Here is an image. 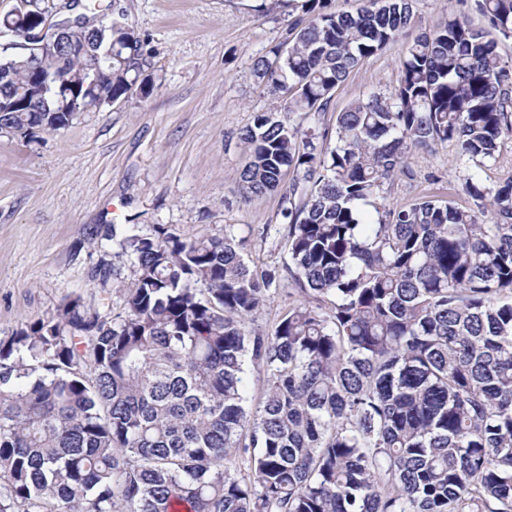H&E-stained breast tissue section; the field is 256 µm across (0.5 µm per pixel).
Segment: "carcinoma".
I'll return each mask as SVG.
<instances>
[{"instance_id":"1","label":"carcinoma","mask_w":512,"mask_h":512,"mask_svg":"<svg viewBox=\"0 0 512 512\" xmlns=\"http://www.w3.org/2000/svg\"><path fill=\"white\" fill-rule=\"evenodd\" d=\"M359 2L258 6L290 17L253 66L276 104L240 134L242 198L284 190L288 302L272 330L247 323L282 278L251 269L234 226L112 230L135 267L121 312L78 295L0 338V512H512V176L467 177L466 207L384 195L415 149L496 160L512 61L451 15L405 45L397 85L338 113L328 146L303 121L399 40L416 0ZM474 7L512 39V0ZM54 8L0 17L3 136L34 141L138 80L150 91L112 0H90L95 28L63 21L96 53L62 66L23 39Z\"/></svg>"}]
</instances>
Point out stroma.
I'll return each mask as SVG.
<instances>
[{
  "instance_id": "obj_1",
  "label": "stroma",
  "mask_w": 512,
  "mask_h": 512,
  "mask_svg": "<svg viewBox=\"0 0 512 512\" xmlns=\"http://www.w3.org/2000/svg\"><path fill=\"white\" fill-rule=\"evenodd\" d=\"M259 0H113L115 10L147 43L144 69L150 92L133 90L98 112H83L37 141L0 136V337L45 315L61 299L90 305L109 301L96 272L106 267L129 279L132 261L117 255L108 235L136 218L141 234L163 224L186 238L223 236L231 224L248 243L247 262L284 268L281 192L243 201L236 182L245 162L239 141L255 113L272 99L253 63L281 40L286 15L264 16ZM456 15L483 26L470 0H416L409 29L416 35ZM400 45L367 58L340 85L329 111L308 125L334 129L350 102L396 85ZM412 177L387 185L391 205L428 198L466 205L467 175L492 185L512 174V144L496 161L461 163L455 145L411 157Z\"/></svg>"
}]
</instances>
